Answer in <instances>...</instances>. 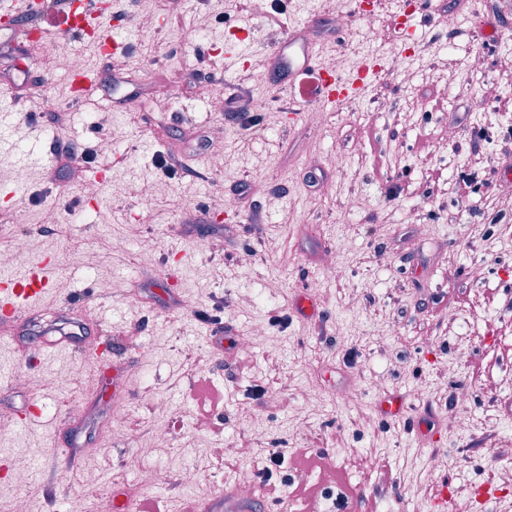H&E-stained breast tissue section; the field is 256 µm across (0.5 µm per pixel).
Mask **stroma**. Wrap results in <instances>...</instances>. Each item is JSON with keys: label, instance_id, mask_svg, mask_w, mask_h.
I'll use <instances>...</instances> for the list:
<instances>
[{"label": "stroma", "instance_id": "35a3bbf8", "mask_svg": "<svg viewBox=\"0 0 512 512\" xmlns=\"http://www.w3.org/2000/svg\"><path fill=\"white\" fill-rule=\"evenodd\" d=\"M252 5L242 47L253 66L235 80L258 86L266 107L238 119L233 140L223 82L207 84L209 103L195 94L197 71L223 69L240 30L233 0H184L174 21L164 0H116L137 37L124 56L52 36L17 40L18 61L0 57V113L28 98L27 115L0 131V187L24 189L15 208L0 200V256L11 278L57 263L36 322L0 335V512L21 499L32 512H115L112 499L79 496L115 471L130 478L125 503L149 497L158 512L217 499L243 473L257 498L278 495L294 512H413L442 484L469 497L512 457V154L499 144L512 129V0H467L473 20L458 30L436 14L439 38L410 46L424 62L415 76L448 54L466 68L419 112L407 109L409 85L385 73L387 104L364 88L359 126L343 112H285L282 86L264 75L268 44L312 11L306 0ZM192 26L209 31L208 55L176 38ZM70 51L109 70L107 107L71 102L53 65ZM59 109L62 129L110 165L108 185L81 161L58 175L29 163ZM182 111L196 122L173 121ZM475 132L478 153L451 151ZM166 153L199 177L165 173ZM355 199L375 222L345 223ZM63 312L84 343L45 354L42 331ZM391 398L432 412V425L407 433L383 411ZM33 399L42 419L13 424ZM115 403L130 411L119 429L105 419ZM268 448L286 456L275 493Z\"/></svg>", "mask_w": 512, "mask_h": 512}]
</instances>
